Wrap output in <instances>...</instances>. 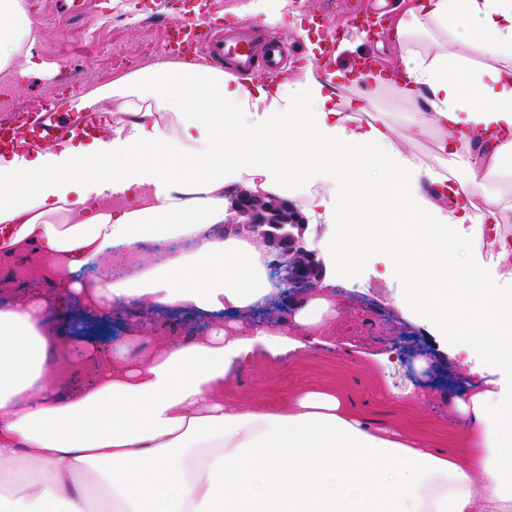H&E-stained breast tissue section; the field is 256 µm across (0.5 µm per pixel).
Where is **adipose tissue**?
Instances as JSON below:
<instances>
[{"label":"adipose tissue","mask_w":512,"mask_h":512,"mask_svg":"<svg viewBox=\"0 0 512 512\" xmlns=\"http://www.w3.org/2000/svg\"><path fill=\"white\" fill-rule=\"evenodd\" d=\"M237 19L296 30L290 0H237ZM38 20L0 0V72L31 60ZM391 78L320 72L274 79L162 59L88 92L94 125L24 154H0V512H512V0H408L379 33ZM350 98L339 102L340 77ZM429 155L374 106L381 94ZM299 200L324 225L339 270L379 256L400 308L460 357L480 386L453 398L462 449L373 429L334 389L280 406L228 407L224 384L259 354L325 343L335 279L290 324L242 318L283 284L255 237L225 227V192ZM49 288L31 297L30 282ZM135 305L184 338L86 344L45 319Z\"/></svg>","instance_id":"1"}]
</instances>
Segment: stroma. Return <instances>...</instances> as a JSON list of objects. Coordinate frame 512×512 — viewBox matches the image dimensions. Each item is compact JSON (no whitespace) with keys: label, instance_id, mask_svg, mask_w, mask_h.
I'll use <instances>...</instances> for the list:
<instances>
[{"label":"stroma","instance_id":"1","mask_svg":"<svg viewBox=\"0 0 512 512\" xmlns=\"http://www.w3.org/2000/svg\"><path fill=\"white\" fill-rule=\"evenodd\" d=\"M39 20L33 64L0 72V121L26 111L30 100L72 112L81 94L67 85L68 72L84 75L86 89L108 82L162 55L166 30L185 20L181 0H27ZM398 0H293L295 10L317 15L347 49L330 61L343 70L369 55L391 67L394 48L357 43L354 12H388ZM382 265L369 259L336 289L342 305L334 321L331 345H313L303 355L284 360L259 357L224 384L225 404H279L305 386L333 387L372 427L421 434L435 449L458 447L466 425L452 407L463 389V367L442 352L424 325L404 317L395 301L400 282L382 281ZM387 355L378 364L376 355ZM433 364L416 370L415 360ZM416 399H405L408 389Z\"/></svg>","mask_w":512,"mask_h":512}]
</instances>
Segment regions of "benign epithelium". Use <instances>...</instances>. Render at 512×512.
<instances>
[{"instance_id": "7a95c632", "label": "benign epithelium", "mask_w": 512, "mask_h": 512, "mask_svg": "<svg viewBox=\"0 0 512 512\" xmlns=\"http://www.w3.org/2000/svg\"><path fill=\"white\" fill-rule=\"evenodd\" d=\"M226 224H240L255 238L276 251L274 269L291 288L315 284L322 263L305 246L306 218L284 198L258 197L238 187L229 196Z\"/></svg>"}]
</instances>
